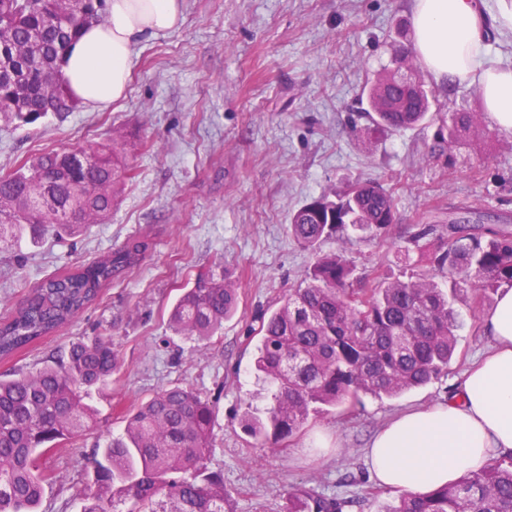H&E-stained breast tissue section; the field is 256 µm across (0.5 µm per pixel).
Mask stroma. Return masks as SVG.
<instances>
[{"instance_id":"35a3bbf8","label":"stroma","mask_w":512,"mask_h":512,"mask_svg":"<svg viewBox=\"0 0 512 512\" xmlns=\"http://www.w3.org/2000/svg\"><path fill=\"white\" fill-rule=\"evenodd\" d=\"M184 23L133 51L124 99L36 127L0 119V174L45 151H66L120 134L125 184L105 224L59 241L0 239V321L48 275L73 270L144 238L140 266L53 336L9 359L0 376L31 372L70 343L103 336L118 365L96 393L98 419L80 440L46 452L51 475L40 512H78L95 444L124 428V415L159 389L183 386L214 403L207 467L224 473L233 512H284L287 494L311 489L343 500V512H386L401 492L377 486L364 461L372 434L396 414L447 399L489 346L481 319L492 300L464 291L463 326L447 374L396 398L363 396L354 406L311 417L278 450L240 426L263 413L265 385L253 373L260 319L298 287L313 260L290 235L291 214L345 183L370 180L392 193L387 235L330 239L354 266L355 287L427 274L410 237L419 225L445 227L462 206L512 220V134L481 112L473 87L438 85L427 119L399 132L373 130L365 88L411 45L410 0H183ZM478 112L480 124L450 151L435 145L448 115ZM230 273L234 318L212 339L177 336L169 312L198 274ZM331 446L307 448L314 433Z\"/></svg>"}]
</instances>
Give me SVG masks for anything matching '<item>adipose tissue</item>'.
<instances>
[{
	"label": "adipose tissue",
	"mask_w": 512,
	"mask_h": 512,
	"mask_svg": "<svg viewBox=\"0 0 512 512\" xmlns=\"http://www.w3.org/2000/svg\"><path fill=\"white\" fill-rule=\"evenodd\" d=\"M412 50L440 83L476 87L485 110L512 133V63L492 55L488 23L512 31V0L487 20L483 0H411ZM183 23L182 0H109L105 22L86 27L63 67L71 95L96 110L123 99L129 61L145 36ZM490 348L447 400L401 413L380 427L366 450L380 486L415 492L483 469L512 452V289H501L483 317Z\"/></svg>",
	"instance_id": "obj_1"
}]
</instances>
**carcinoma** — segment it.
<instances>
[{"label":"carcinoma","mask_w":512,"mask_h":512,"mask_svg":"<svg viewBox=\"0 0 512 512\" xmlns=\"http://www.w3.org/2000/svg\"><path fill=\"white\" fill-rule=\"evenodd\" d=\"M105 17V0H0V114L34 125L47 114L73 110L62 78L67 48L86 25ZM393 69L367 90L371 124L397 132L423 121L429 91L403 49ZM478 124L475 112L448 114L451 150ZM84 166L50 151L0 175V234L4 229L64 231L105 224L123 185L121 148L104 141ZM488 215L460 207L448 228L424 225L411 236L430 270L455 277L443 287L424 276L352 287L354 268L341 254L317 246L346 240L353 229L368 237L389 232L393 195L358 181L297 209L289 231L313 251L304 286L289 293L263 319L253 368L271 389L265 416L245 413L244 430L257 442L296 434L310 416L360 396L393 398L448 372L463 322L456 309L471 285L487 297L512 288V229L487 226ZM427 240L423 246L421 240ZM147 244L132 238L119 250L79 269L37 284L0 322V358L52 335L99 298L120 274L138 267ZM237 291L226 275H198L170 311L178 334L205 340L237 312ZM117 368V354L103 336L71 343L34 372L0 379V512H39L45 476L37 450L76 441L96 423L86 402ZM214 426L210 401L190 388L154 393L126 417L123 433L93 448L92 475L81 512H230L224 476L207 469ZM332 498L307 489L288 493V512H339ZM386 512H512V455L478 473L425 492L404 493Z\"/></svg>","instance_id":"1"}]
</instances>
